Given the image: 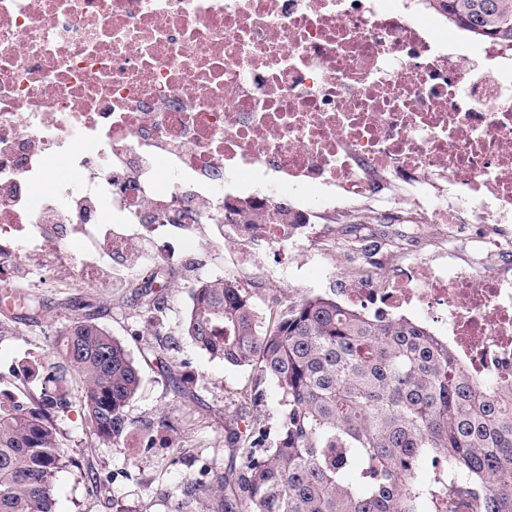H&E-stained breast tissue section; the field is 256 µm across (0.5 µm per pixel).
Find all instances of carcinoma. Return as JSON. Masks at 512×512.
<instances>
[{
    "label": "carcinoma",
    "mask_w": 512,
    "mask_h": 512,
    "mask_svg": "<svg viewBox=\"0 0 512 512\" xmlns=\"http://www.w3.org/2000/svg\"><path fill=\"white\" fill-rule=\"evenodd\" d=\"M478 40L512 48V0H428ZM224 223L259 237L269 224L296 230L301 213L232 208ZM167 274L145 285L159 312ZM184 330L194 345L257 372L250 399L270 379L283 412L274 440L248 424L240 461L183 490L181 508L205 499L222 512H512V388L476 379L425 326L372 318L324 296L287 307L271 323L237 280L192 288ZM60 356L81 377L93 434L120 445L125 407L141 377L126 347L90 319L62 332ZM66 376L43 397L66 409ZM262 453H255V449ZM65 461L49 417L31 401L0 404V512H55L53 479Z\"/></svg>",
    "instance_id": "1"
}]
</instances>
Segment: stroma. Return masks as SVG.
Here are the masks:
<instances>
[{
    "label": "stroma",
    "mask_w": 512,
    "mask_h": 512,
    "mask_svg": "<svg viewBox=\"0 0 512 512\" xmlns=\"http://www.w3.org/2000/svg\"><path fill=\"white\" fill-rule=\"evenodd\" d=\"M373 207L374 214L358 229L324 224L319 239L298 246L256 248L243 241L230 251L216 239L207 248L170 258L162 255L159 241L148 240L140 259L113 261L107 285L77 281L70 268L55 264L46 279H39L29 269L28 255H20L0 290L9 286L26 292L40 308L33 316L0 313V388L25 400L40 398L41 380L19 377L16 365L36 358L52 372L60 331L87 315L127 348L142 379L125 409L129 432L115 448L91 435L82 409L83 384L76 373L68 374L70 406L50 413L67 458L54 481L56 512H179L181 487L201 479L203 463L221 466L238 455L235 436L250 420L260 418L268 430H277L282 415L277 386L264 382V398L253 405L248 392L255 372L211 359L184 335L198 281L237 278L269 321L303 298H333L338 289L355 287L358 252L388 248L397 270L422 258L437 270L468 272L466 258L448 250L447 225H433L421 237L411 225L394 223L385 203ZM147 268L176 276L160 317L134 289Z\"/></svg>",
    "instance_id": "obj_1"
}]
</instances>
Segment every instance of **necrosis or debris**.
Here are the masks:
<instances>
[{
    "mask_svg": "<svg viewBox=\"0 0 512 512\" xmlns=\"http://www.w3.org/2000/svg\"><path fill=\"white\" fill-rule=\"evenodd\" d=\"M402 184L449 242L512 251L511 49L436 36L404 0H0L1 279L76 234L96 281L138 254L127 224L233 242L225 206L291 196L326 224L337 194ZM415 273L345 303L445 310L456 359L512 382V281Z\"/></svg>",
    "mask_w": 512,
    "mask_h": 512,
    "instance_id": "necrosis-or-debris-1",
    "label": "necrosis or debris"
}]
</instances>
